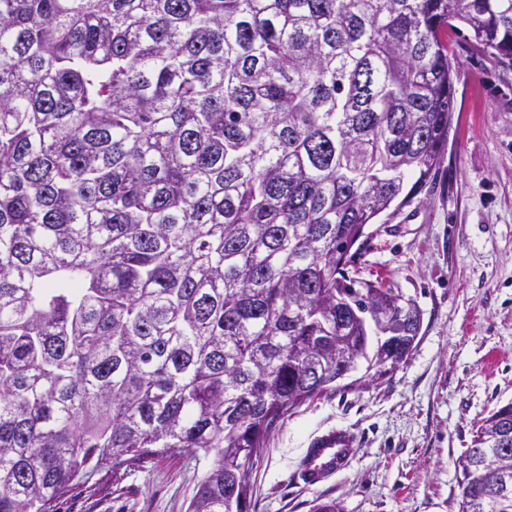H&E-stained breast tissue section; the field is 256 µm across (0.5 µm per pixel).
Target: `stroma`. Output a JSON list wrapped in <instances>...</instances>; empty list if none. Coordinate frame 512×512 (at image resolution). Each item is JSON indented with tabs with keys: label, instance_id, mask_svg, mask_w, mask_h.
Segmentation results:
<instances>
[{
	"label": "stroma",
	"instance_id": "35a3bbf8",
	"mask_svg": "<svg viewBox=\"0 0 512 512\" xmlns=\"http://www.w3.org/2000/svg\"><path fill=\"white\" fill-rule=\"evenodd\" d=\"M455 86L435 184L367 228L358 270L422 313L408 356L385 377L313 396L267 437L248 474L251 512H459L458 460L481 419L512 400V60L450 35ZM356 437L349 467L305 488L317 433ZM208 460L172 453L76 480L58 512H189Z\"/></svg>",
	"mask_w": 512,
	"mask_h": 512
}]
</instances>
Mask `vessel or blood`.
Here are the masks:
<instances>
[{
    "label": "vessel or blood",
    "mask_w": 512,
    "mask_h": 512,
    "mask_svg": "<svg viewBox=\"0 0 512 512\" xmlns=\"http://www.w3.org/2000/svg\"><path fill=\"white\" fill-rule=\"evenodd\" d=\"M355 439L346 430L331 428L311 441L301 462V480L313 488L344 470L355 454Z\"/></svg>",
    "instance_id": "vessel-or-blood-1"
}]
</instances>
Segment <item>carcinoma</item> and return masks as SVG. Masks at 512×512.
I'll list each match as a JSON object with an SVG mask.
<instances>
[{
	"label": "carcinoma",
	"instance_id": "carcinoma-1",
	"mask_svg": "<svg viewBox=\"0 0 512 512\" xmlns=\"http://www.w3.org/2000/svg\"><path fill=\"white\" fill-rule=\"evenodd\" d=\"M462 25L512 59V0H0V512L174 452L249 512L280 422L403 361L418 306L353 273L438 176ZM507 427L459 512H512Z\"/></svg>",
	"mask_w": 512,
	"mask_h": 512
}]
</instances>
